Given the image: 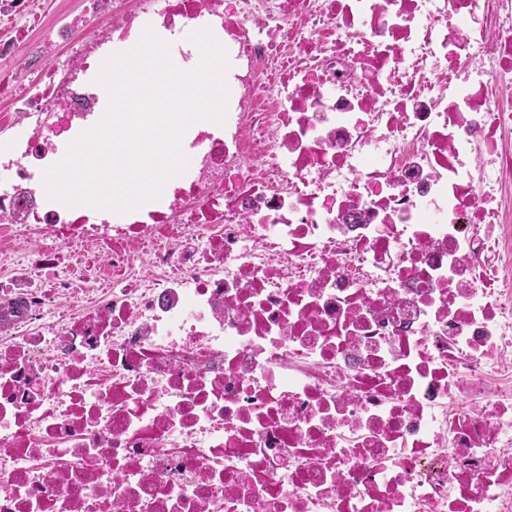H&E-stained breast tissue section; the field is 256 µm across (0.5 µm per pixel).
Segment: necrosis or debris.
<instances>
[{"label": "necrosis or debris", "instance_id": "necrosis-or-debris-1", "mask_svg": "<svg viewBox=\"0 0 512 512\" xmlns=\"http://www.w3.org/2000/svg\"><path fill=\"white\" fill-rule=\"evenodd\" d=\"M52 9L0 0V512H512V0ZM148 25L225 125L48 200Z\"/></svg>", "mask_w": 512, "mask_h": 512}]
</instances>
